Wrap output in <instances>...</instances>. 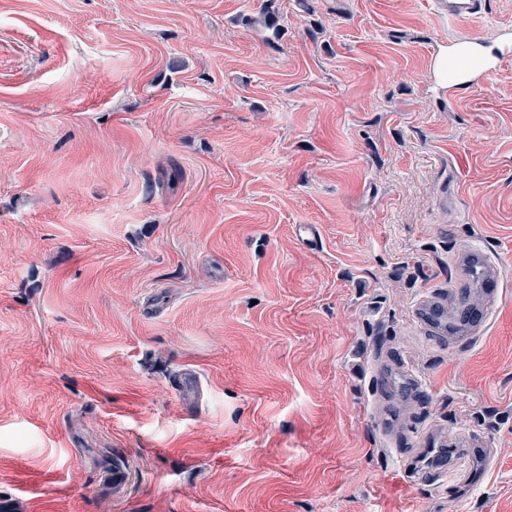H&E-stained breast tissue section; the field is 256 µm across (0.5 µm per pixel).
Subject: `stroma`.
I'll list each match as a JSON object with an SVG mask.
<instances>
[{"label": "stroma", "mask_w": 512, "mask_h": 512, "mask_svg": "<svg viewBox=\"0 0 512 512\" xmlns=\"http://www.w3.org/2000/svg\"><path fill=\"white\" fill-rule=\"evenodd\" d=\"M510 47L512 0H0V500L512 512ZM436 14L462 26L486 8V0H432Z\"/></svg>", "instance_id": "35a3bbf8"}]
</instances>
